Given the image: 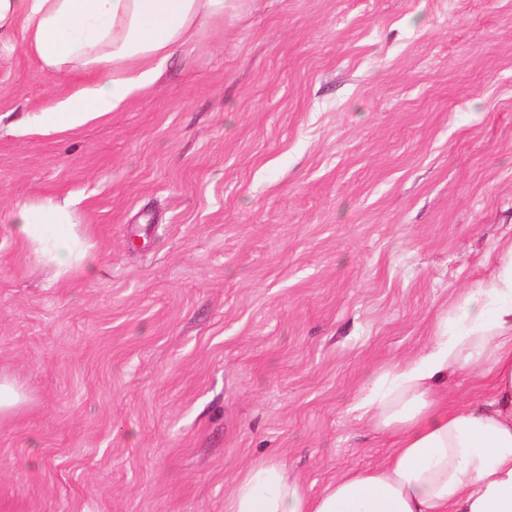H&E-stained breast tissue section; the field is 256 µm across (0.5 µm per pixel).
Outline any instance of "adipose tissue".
I'll return each mask as SVG.
<instances>
[{
    "mask_svg": "<svg viewBox=\"0 0 512 512\" xmlns=\"http://www.w3.org/2000/svg\"><path fill=\"white\" fill-rule=\"evenodd\" d=\"M239 0H0V41L19 43L43 67L78 65L94 80L26 122L50 135L83 126L153 86L160 65L198 25ZM19 239L59 275L90 269V245L68 203L16 205ZM465 374L482 390L448 400V379ZM393 437L379 464L325 484L318 494L285 465L260 461L238 474L224 512H512V244L495 276L466 289L428 346L370 375L351 406Z\"/></svg>",
    "mask_w": 512,
    "mask_h": 512,
    "instance_id": "1",
    "label": "adipose tissue"
}]
</instances>
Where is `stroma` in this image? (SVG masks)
Wrapping results in <instances>:
<instances>
[{"instance_id": "stroma-1", "label": "stroma", "mask_w": 512, "mask_h": 512, "mask_svg": "<svg viewBox=\"0 0 512 512\" xmlns=\"http://www.w3.org/2000/svg\"><path fill=\"white\" fill-rule=\"evenodd\" d=\"M0 42V512H224L272 459L379 462L350 406L512 243V0H241L158 81L50 136L91 81ZM67 198L91 273L17 238ZM25 400V394L16 380L0 373V418L17 411Z\"/></svg>"}]
</instances>
